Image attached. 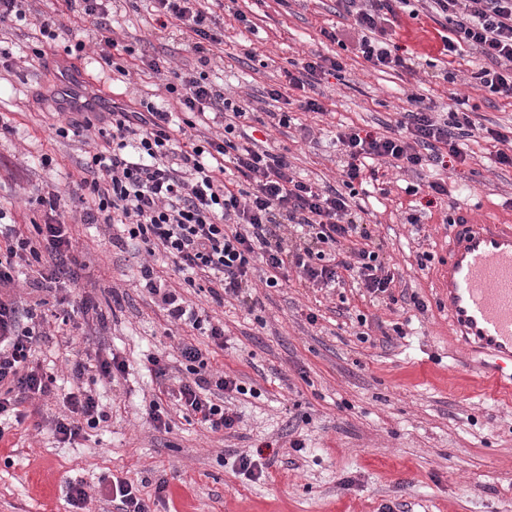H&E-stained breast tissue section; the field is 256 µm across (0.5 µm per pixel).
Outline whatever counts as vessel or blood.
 Returning <instances> with one entry per match:
<instances>
[{
	"instance_id": "b4317fda",
	"label": "vessel or blood",
	"mask_w": 512,
	"mask_h": 512,
	"mask_svg": "<svg viewBox=\"0 0 512 512\" xmlns=\"http://www.w3.org/2000/svg\"><path fill=\"white\" fill-rule=\"evenodd\" d=\"M66 100L85 111L108 112L112 101L77 74L64 79ZM448 257L437 281L448 305V323L469 354L479 356L477 374L493 389L512 391V225L452 216Z\"/></svg>"
}]
</instances>
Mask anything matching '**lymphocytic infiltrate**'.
<instances>
[{
	"label": "lymphocytic infiltrate",
	"mask_w": 512,
	"mask_h": 512,
	"mask_svg": "<svg viewBox=\"0 0 512 512\" xmlns=\"http://www.w3.org/2000/svg\"><path fill=\"white\" fill-rule=\"evenodd\" d=\"M158 31L183 38L198 54L201 70H175L165 59L149 57L142 64L162 76L171 98L166 108L141 102L139 109L113 104L105 126L68 121L57 127L58 136L80 135L94 129L102 140L76 182L75 195L85 224L104 222L123 225L129 239L161 249L187 285L204 282L216 302L252 299L251 276L255 260H262L266 287L279 288L287 269H295L301 281L320 288L356 282L373 298L389 293L395 281L376 251L356 249L353 237L369 238L370 232L355 201L363 168L385 163L402 172L420 173L430 167L467 164V138L477 129L467 108L440 115L424 96L409 94L401 120L384 131L356 126L341 128L336 145L344 159L341 187H321L293 170L285 154L268 141L249 135L242 124L255 119L250 100L225 96L204 72L212 47L221 37L213 32L201 0H152ZM352 28L356 56L372 66L413 70V57L401 54L383 34L398 8H410L443 19L445 55L469 47L481 58L474 78L492 95L512 99V0H339ZM69 12L90 21L85 39L65 46V53H83L94 44L113 71L127 76L115 63L124 45L112 36L108 17L112 0H64ZM345 68L340 55L310 53L294 62L284 76L288 87L302 91L299 108L325 114L323 103L308 96V89L332 78ZM221 120L223 131L210 137L198 133V125ZM235 169L238 180L226 179ZM44 223L33 229L7 223L0 209V416L10 415L23 424L26 415L17 395H47L53 375L29 368L27 362L39 338L27 324L31 306L14 293L20 262H31L35 287L62 289L73 280L75 258L67 201L52 194ZM297 229L295 239L284 237L283 226ZM141 273L152 286L170 323L205 330L216 344L224 342V328L205 323L186 306L177 289L155 279L150 266ZM184 379L170 385L168 366L162 357L149 361L160 396L174 397L182 412L214 432L234 429L239 418L224 403L228 392L240 391L237 377L213 370L206 352L196 344L178 348ZM69 416L56 419L53 433L61 442L80 437L83 428H96L107 414L93 394L81 390L66 396Z\"/></svg>",
	"instance_id": "lymphocytic-infiltrate-1"
}]
</instances>
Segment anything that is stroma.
<instances>
[{"mask_svg": "<svg viewBox=\"0 0 512 512\" xmlns=\"http://www.w3.org/2000/svg\"><path fill=\"white\" fill-rule=\"evenodd\" d=\"M248 24L232 12L216 13L227 57L213 59L209 79L233 97L253 95L258 112H295L302 123L324 129L320 143L299 132L272 127L270 141L294 169L319 183L337 184L341 162L329 136L340 125L377 130L395 123L409 93L431 98L439 111L468 99L478 124L512 130V99L480 90L473 77L482 61L465 50L439 63L442 43L430 18L400 14L391 41L416 56L414 72L379 70L345 54L342 79L316 85L323 115L299 112L298 92L273 101L265 92L285 83L284 68L310 52L339 51L327 32L345 34L349 20L336 0H237ZM114 36L136 51L196 67L181 40L161 38L150 0H122L111 18ZM437 66H430V59ZM127 82L112 81L102 61L77 59L56 49L48 66L17 58L0 66V115L15 133L0 130V207L19 224L42 219L28 196L34 189L68 194L79 163L97 143L94 133L61 138L54 127L63 69H78L118 102L138 106L160 101L161 80L140 61L122 56ZM469 165L401 174L379 166L365 170L364 207L370 249L395 275L391 298H371L361 288L329 290L289 275L286 286L252 290L258 304L216 303L207 291L179 283L164 257L148 260L124 243L118 224H78L73 253L82 262L67 292L20 284L16 293L40 311L67 299V322L46 324L37 350L41 368L54 372L56 388L24 404V424L0 435V512H76L68 482L85 484L83 512H118L108 497L113 479L140 487L151 512H512V396L485 393L462 350L451 339L448 313L437 286L435 264L447 257L449 215L468 211L478 220L512 224V169L496 168L491 140L468 142ZM53 158L43 166L41 155ZM437 177L448 195L427 206L406 188ZM430 253L419 266L422 253ZM151 262L185 300L223 322L224 343L215 345L188 326L168 322L140 273ZM95 297L103 315L95 322L77 313L83 294ZM315 321H308V314ZM369 324L357 336L358 315ZM209 352L214 369L237 376L247 394H227L239 417L235 429L214 433L184 418L169 400L156 428L145 403L157 391L147 358H176L180 342ZM117 354L128 370L117 380L99 376L101 356ZM86 364L75 378V362ZM84 388L99 396L108 417L72 443L57 441L52 424L65 414L67 392ZM302 448H292V441ZM261 454L266 468L256 480L241 474L237 458ZM164 492H157L158 484Z\"/></svg>", "mask_w": 512, "mask_h": 512, "instance_id": "35a3bbf8", "label": "stroma"}]
</instances>
